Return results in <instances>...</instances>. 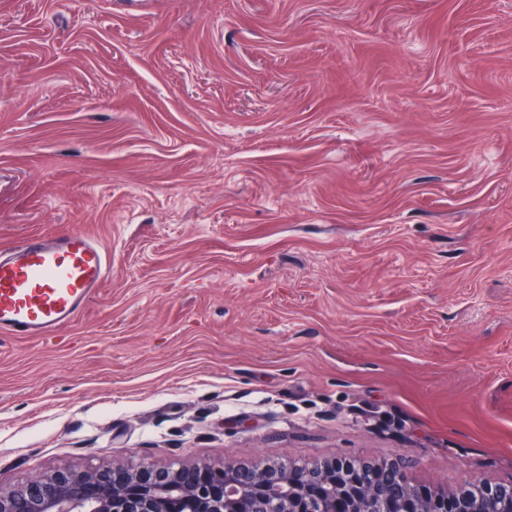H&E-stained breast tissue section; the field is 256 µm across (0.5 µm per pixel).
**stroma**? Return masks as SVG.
Segmentation results:
<instances>
[{
  "mask_svg": "<svg viewBox=\"0 0 512 512\" xmlns=\"http://www.w3.org/2000/svg\"><path fill=\"white\" fill-rule=\"evenodd\" d=\"M70 231L110 276L0 338V483L512 477V0H0V245Z\"/></svg>",
  "mask_w": 512,
  "mask_h": 512,
  "instance_id": "1",
  "label": "stroma"
}]
</instances>
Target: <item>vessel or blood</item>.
I'll use <instances>...</instances> for the list:
<instances>
[{
    "instance_id": "1",
    "label": "vessel or blood",
    "mask_w": 512,
    "mask_h": 512,
    "mask_svg": "<svg viewBox=\"0 0 512 512\" xmlns=\"http://www.w3.org/2000/svg\"><path fill=\"white\" fill-rule=\"evenodd\" d=\"M102 243L82 231L31 233L0 248V335L46 336L71 323L108 279Z\"/></svg>"
}]
</instances>
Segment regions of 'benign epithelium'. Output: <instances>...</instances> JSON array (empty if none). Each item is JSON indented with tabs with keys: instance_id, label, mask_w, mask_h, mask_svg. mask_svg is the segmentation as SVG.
Returning a JSON list of instances; mask_svg holds the SVG:
<instances>
[{
	"instance_id": "obj_1",
	"label": "benign epithelium",
	"mask_w": 512,
	"mask_h": 512,
	"mask_svg": "<svg viewBox=\"0 0 512 512\" xmlns=\"http://www.w3.org/2000/svg\"><path fill=\"white\" fill-rule=\"evenodd\" d=\"M376 472L364 485L349 459L63 464L0 484V512H512V478L481 485L475 499L469 481L448 492L415 484L399 463Z\"/></svg>"
}]
</instances>
